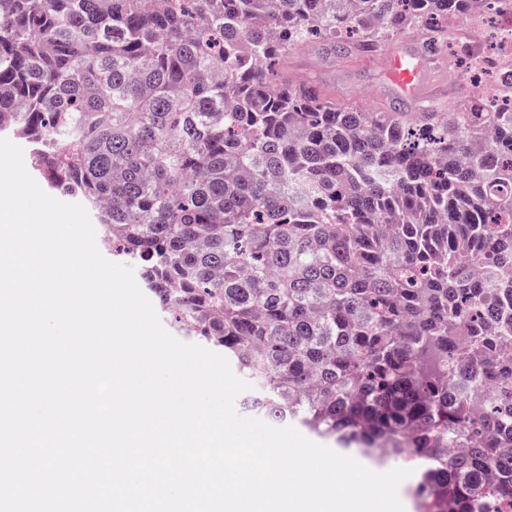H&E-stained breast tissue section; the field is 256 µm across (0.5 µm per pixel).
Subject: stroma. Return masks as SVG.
Here are the masks:
<instances>
[{
    "label": "stroma",
    "instance_id": "obj_1",
    "mask_svg": "<svg viewBox=\"0 0 512 512\" xmlns=\"http://www.w3.org/2000/svg\"><path fill=\"white\" fill-rule=\"evenodd\" d=\"M468 28L452 27L450 42L438 52L425 50L426 33L409 27L384 41L374 52L360 53L353 47H335L312 41L291 50L282 67L293 82L317 85L325 97L339 104L366 107L375 112H419L432 104H467L473 99V76L457 64L456 43L466 41ZM425 53L428 67L416 98L400 97L392 85L387 62L391 55Z\"/></svg>",
    "mask_w": 512,
    "mask_h": 512
}]
</instances>
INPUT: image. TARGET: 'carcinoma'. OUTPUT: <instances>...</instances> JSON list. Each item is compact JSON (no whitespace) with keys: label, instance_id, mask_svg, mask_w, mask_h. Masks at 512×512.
I'll list each match as a JSON object with an SVG mask.
<instances>
[{"label":"carcinoma","instance_id":"cac0c4a2","mask_svg":"<svg viewBox=\"0 0 512 512\" xmlns=\"http://www.w3.org/2000/svg\"><path fill=\"white\" fill-rule=\"evenodd\" d=\"M494 0H0V131L159 308L419 512H512V114L370 112L293 83L312 36Z\"/></svg>","mask_w":512,"mask_h":512}]
</instances>
